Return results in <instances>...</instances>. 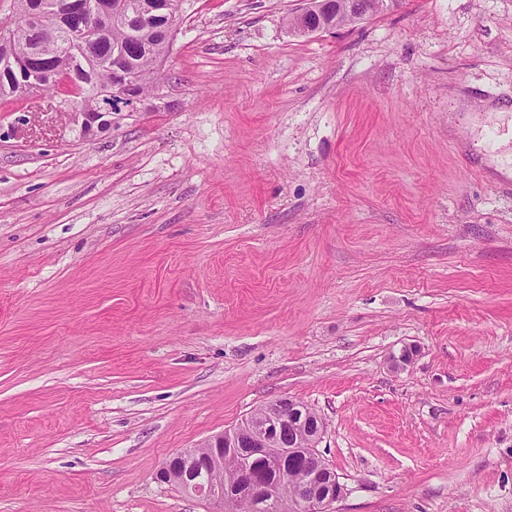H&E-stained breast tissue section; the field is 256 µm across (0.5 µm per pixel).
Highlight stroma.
Listing matches in <instances>:
<instances>
[{
    "instance_id": "1",
    "label": "stroma",
    "mask_w": 512,
    "mask_h": 512,
    "mask_svg": "<svg viewBox=\"0 0 512 512\" xmlns=\"http://www.w3.org/2000/svg\"><path fill=\"white\" fill-rule=\"evenodd\" d=\"M305 5L183 0L91 136L0 103V512H211L158 469L282 397L335 512H512V0ZM340 0H320V1H308V6L302 8L298 13L295 14V16L298 18V24L296 25V29L294 31L301 32L302 34H314L318 32H324L327 31V29L319 26L317 23L315 24V17H317L318 13L315 9L312 8L311 4L318 2L323 3H335L336 2V9L338 8ZM336 9H330L322 12L320 16L324 17L326 22L329 23L331 26L336 27V25H343L347 24L348 18L345 14V12H342L339 16L336 17Z\"/></svg>"
}]
</instances>
